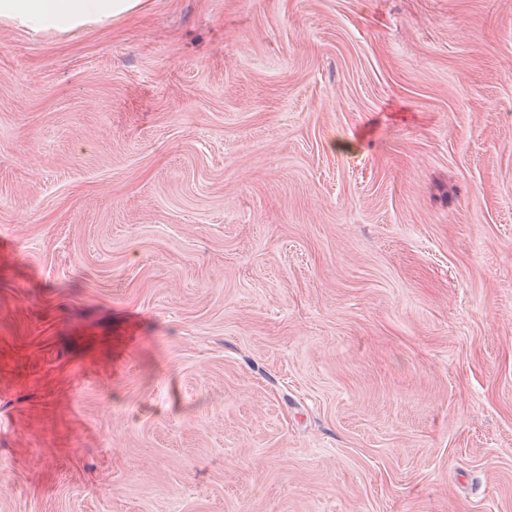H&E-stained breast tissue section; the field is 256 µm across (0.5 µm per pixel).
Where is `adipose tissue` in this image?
<instances>
[{
  "mask_svg": "<svg viewBox=\"0 0 512 512\" xmlns=\"http://www.w3.org/2000/svg\"><path fill=\"white\" fill-rule=\"evenodd\" d=\"M142 0H0V19L33 30L67 31L138 11Z\"/></svg>",
  "mask_w": 512,
  "mask_h": 512,
  "instance_id": "adipose-tissue-1",
  "label": "adipose tissue"
}]
</instances>
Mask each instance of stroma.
Wrapping results in <instances>:
<instances>
[{"label": "stroma", "instance_id": "35a3bbf8", "mask_svg": "<svg viewBox=\"0 0 512 512\" xmlns=\"http://www.w3.org/2000/svg\"><path fill=\"white\" fill-rule=\"evenodd\" d=\"M0 20V512H512V0Z\"/></svg>", "mask_w": 512, "mask_h": 512}]
</instances>
